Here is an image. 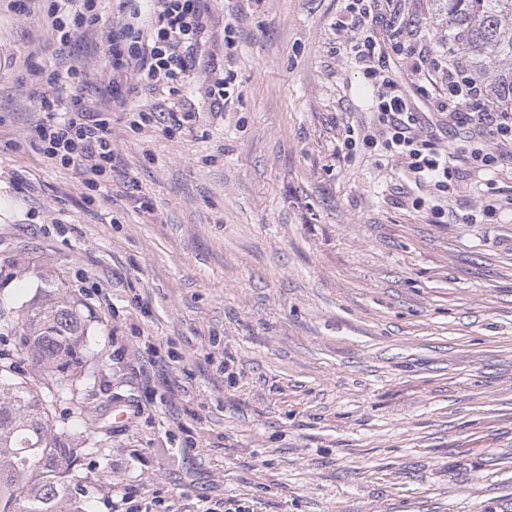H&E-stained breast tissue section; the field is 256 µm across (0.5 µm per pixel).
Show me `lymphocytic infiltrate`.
<instances>
[{
  "label": "lymphocytic infiltrate",
  "instance_id": "lymphocytic-infiltrate-1",
  "mask_svg": "<svg viewBox=\"0 0 512 512\" xmlns=\"http://www.w3.org/2000/svg\"><path fill=\"white\" fill-rule=\"evenodd\" d=\"M99 0H77L74 8L51 4L46 12L51 41L65 45L74 35L88 36L102 25ZM205 0H113L117 17L106 38L105 72L109 77L111 104L102 110L86 98L83 73L76 66L65 72L45 73L32 67L30 81L38 85L36 98L41 117L35 128L40 151L53 166L78 169L84 183L102 189L110 181L114 159L109 112L132 110L128 87L136 81L148 90H162V104L138 111L141 122L153 115L176 113L187 72L196 64L205 31ZM347 14L337 29L353 34L349 50L363 67L373 89V107L381 126L379 133L362 138L347 136L344 144L382 148L396 157L416 183L443 195L454 193L459 172L455 153L441 147L417 128L418 119L395 80L371 67L391 37L375 14L373 0H349ZM418 82L421 94L429 95L457 125L473 136L495 138L497 148L475 154L480 171L491 174L512 160V113L501 110L487 86L459 60L437 50L434 43L409 31L397 47Z\"/></svg>",
  "mask_w": 512,
  "mask_h": 512
}]
</instances>
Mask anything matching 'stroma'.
<instances>
[{"label":"stroma","mask_w":512,"mask_h":512,"mask_svg":"<svg viewBox=\"0 0 512 512\" xmlns=\"http://www.w3.org/2000/svg\"><path fill=\"white\" fill-rule=\"evenodd\" d=\"M7 4L0 305L61 287L87 318L112 421L107 462H82L87 512H512V163L486 182L460 157L432 223L431 188L344 144L375 122L346 0H208L200 60L238 98L213 107L201 66L176 122L113 113L93 191L39 152L26 70L83 67L108 106L102 41L48 43L47 0ZM402 26L448 44L433 0Z\"/></svg>","instance_id":"1"}]
</instances>
